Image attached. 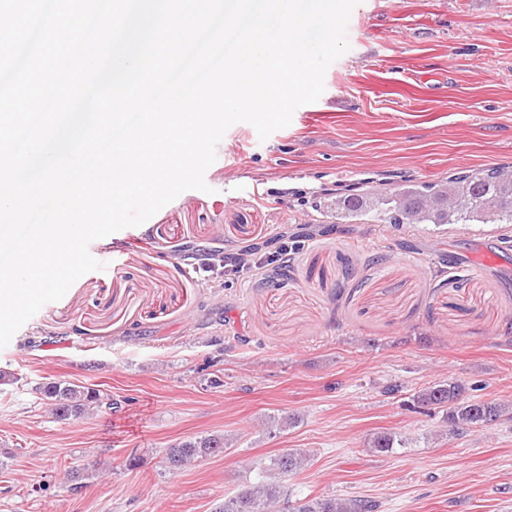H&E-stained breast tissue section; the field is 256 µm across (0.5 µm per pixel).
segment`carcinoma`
Wrapping results in <instances>:
<instances>
[{
	"label": "carcinoma",
	"mask_w": 512,
	"mask_h": 512,
	"mask_svg": "<svg viewBox=\"0 0 512 512\" xmlns=\"http://www.w3.org/2000/svg\"><path fill=\"white\" fill-rule=\"evenodd\" d=\"M336 214L348 224H512V166L459 173L442 183L404 182L336 199ZM51 414L60 421L81 418L101 409H114L112 396L67 381H50L38 387ZM413 407L443 412L448 430L512 420V403L497 399L472 401L457 380L438 381L411 396ZM399 444L397 436L380 432L369 448L389 454ZM224 453V436L191 438L166 449V460L181 470L187 465ZM310 462L304 449H288L270 459L263 470L269 479L241 486L224 498L219 512H283L288 480ZM379 503L362 496L315 497L300 512H378Z\"/></svg>",
	"instance_id": "obj_1"
}]
</instances>
